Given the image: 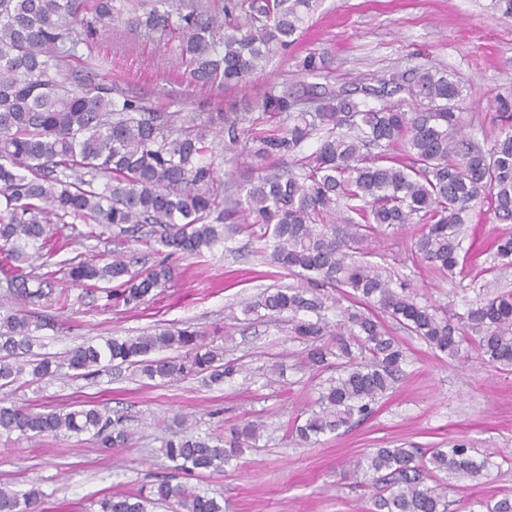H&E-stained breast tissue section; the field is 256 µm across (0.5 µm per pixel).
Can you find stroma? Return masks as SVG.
Returning a JSON list of instances; mask_svg holds the SVG:
<instances>
[{"mask_svg": "<svg viewBox=\"0 0 512 512\" xmlns=\"http://www.w3.org/2000/svg\"><path fill=\"white\" fill-rule=\"evenodd\" d=\"M95 29L92 52L76 69H94L97 80L116 83L148 106L199 122L228 101L256 99L271 86L303 95L320 84L351 89L395 69L432 66L460 81L465 131L486 147L506 124L502 102L512 103V20L495 0H322L288 53H276L246 86L228 91L187 87L176 69V44L166 36L127 27L119 17ZM314 50L330 58L328 78L299 72V60ZM419 233V225L405 226L376 243L372 257L409 279L419 300L460 312L466 301L512 290V267L489 270L483 256L462 285L450 283L412 256ZM259 248L243 233L226 246L173 259L172 281L137 306L107 304L104 290L58 276L54 289L66 305L33 308L42 324L34 353L60 357L111 336L188 327L244 370L211 387L197 376L150 381L124 366L63 379L27 376L0 388V401L34 412L85 402L120 414L132 434L126 446L109 449L88 434L2 436L0 483L38 488L42 512H96L104 495L143 491L160 476L223 496L225 512H371V490L352 473L357 458L373 448H444L461 439L492 466L486 478L463 480L461 490L449 493L448 512H469L476 498L512 495V371L450 359L409 335L402 338L405 376L371 416L318 446L298 444L293 422L336 371L306 367L302 344L284 324L244 315V306L263 294L299 283L267 264ZM178 415L191 432L217 439L247 418L263 421L265 429L225 472L175 473L162 448Z\"/></svg>", "mask_w": 512, "mask_h": 512, "instance_id": "1", "label": "stroma"}]
</instances>
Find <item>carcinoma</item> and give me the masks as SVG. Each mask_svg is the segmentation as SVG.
Here are the masks:
<instances>
[{"mask_svg":"<svg viewBox=\"0 0 512 512\" xmlns=\"http://www.w3.org/2000/svg\"><path fill=\"white\" fill-rule=\"evenodd\" d=\"M0 0V284L23 306L48 308L52 284L63 273L95 288L118 283L107 298L138 305L166 287L170 260L199 255L259 225L260 252L269 265L294 275L303 286L279 288L260 307L288 317L289 333L308 343L305 360L320 370L344 360L342 373L320 388L312 411L291 434L314 444L370 416L373 405L403 375L406 347L381 321L394 320L432 350L453 358L471 353L503 369L512 368V291L471 303L462 314H439L418 302L410 283L368 260L372 240L407 224L422 225L412 252L449 279H466L469 249L462 226L482 199L496 218L512 221V125L484 148L460 139L463 89L446 74L424 68L393 72L375 86H360L311 99L266 90L260 103L233 102L201 122L179 112L147 106L140 98L97 83L72 65L84 41L88 16L110 20L126 14L129 27L178 41L188 83L231 89L263 70L298 32L321 0ZM300 71L328 75L330 59L310 52ZM361 93L383 104L370 107ZM406 93L423 103L405 112L388 99ZM278 121L277 129L249 125L253 107ZM224 133V153L238 147L252 159L251 175L237 197L216 182L210 132ZM320 146L299 156L306 141ZM291 159L280 171L271 160ZM104 180L97 185L98 180ZM84 221L80 229L67 218ZM112 232L110 258L58 259L66 246H82ZM158 255L141 272L130 270L129 239ZM493 264H512V233L499 234ZM339 290L348 306H337L330 324L323 293ZM40 324L22 309L0 311V387L29 373L35 379L64 378L102 363L136 366L149 380L171 382L202 375L210 383L233 377L239 367L200 343L189 328L164 329L134 338H107L80 346L54 363L27 359ZM163 349L181 354L153 357ZM264 424L246 421L221 442L174 433L164 454L173 470L221 471L261 437ZM31 438L91 433L106 448L121 447L130 433L123 416L90 405L31 412L0 403V435ZM466 442L448 448H377L355 464L374 489L372 512H447L450 480L483 476ZM42 493L0 484V512H34ZM173 502L176 512H224L207 492L189 491L163 478L149 494L114 493L98 501V512H148Z\"/></svg>","mask_w":512,"mask_h":512,"instance_id":"cac0c4a2","label":"carcinoma"}]
</instances>
